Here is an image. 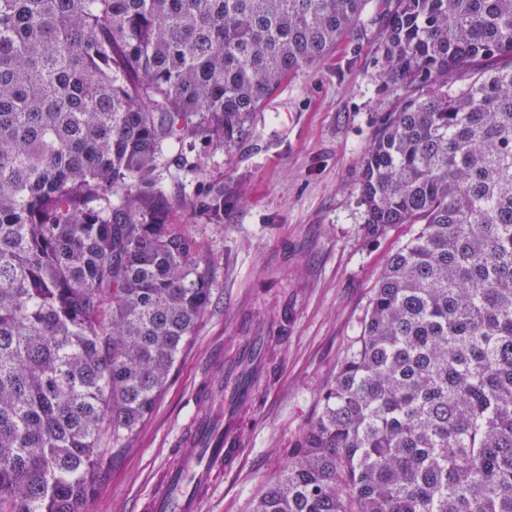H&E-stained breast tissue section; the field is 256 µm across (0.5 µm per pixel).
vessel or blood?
I'll return each instance as SVG.
<instances>
[{"label": "vessel or blood", "mask_w": 512, "mask_h": 512, "mask_svg": "<svg viewBox=\"0 0 512 512\" xmlns=\"http://www.w3.org/2000/svg\"><path fill=\"white\" fill-rule=\"evenodd\" d=\"M268 344L265 336H240L238 354L254 358L252 374L242 377L233 359L199 389L197 396L208 410L189 422L176 450L177 463L144 503V512H204L216 488L215 475L231 471L247 445L240 415L257 402V389L269 376Z\"/></svg>", "instance_id": "obj_1"}]
</instances>
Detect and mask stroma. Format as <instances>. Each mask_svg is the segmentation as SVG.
Returning <instances> with one entry per match:
<instances>
[{
    "label": "stroma",
    "mask_w": 512,
    "mask_h": 512,
    "mask_svg": "<svg viewBox=\"0 0 512 512\" xmlns=\"http://www.w3.org/2000/svg\"><path fill=\"white\" fill-rule=\"evenodd\" d=\"M384 8L385 0H362L336 46L291 76L241 137L224 147L196 141L197 170L164 179L168 195L184 201L173 223L217 262L213 295L152 415L103 474L91 512H139L175 462L173 444L196 410L193 392L212 351L234 358L241 332L281 313L293 331L271 351L258 407L243 414L252 445L205 512H253L319 415L389 256L411 235L401 224L370 237L358 190L375 131L404 90L386 73ZM215 186L224 189L217 224L189 207Z\"/></svg>",
    "instance_id": "35a3bbf8"
}]
</instances>
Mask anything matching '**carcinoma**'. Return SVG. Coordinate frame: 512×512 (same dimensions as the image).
Masks as SVG:
<instances>
[{
	"label": "carcinoma",
	"instance_id": "carcinoma-1",
	"mask_svg": "<svg viewBox=\"0 0 512 512\" xmlns=\"http://www.w3.org/2000/svg\"><path fill=\"white\" fill-rule=\"evenodd\" d=\"M360 3L0 0V512H88L211 301L162 169L242 135ZM386 22L406 91L359 186L368 233L416 230L253 512H512V0Z\"/></svg>",
	"mask_w": 512,
	"mask_h": 512
}]
</instances>
